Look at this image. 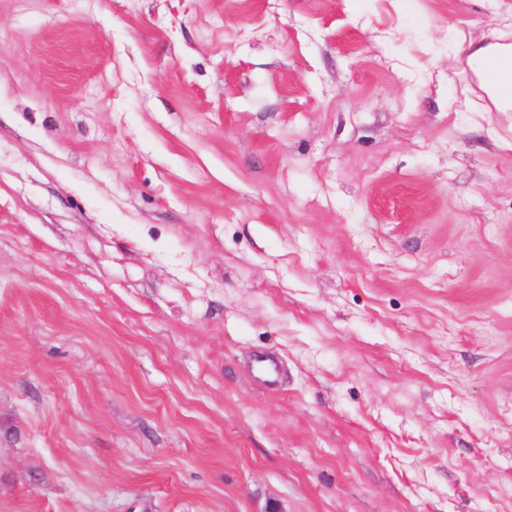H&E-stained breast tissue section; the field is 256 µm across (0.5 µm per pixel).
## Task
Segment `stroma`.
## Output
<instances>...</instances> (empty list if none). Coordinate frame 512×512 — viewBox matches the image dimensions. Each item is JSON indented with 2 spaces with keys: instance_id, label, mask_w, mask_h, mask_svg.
<instances>
[{
  "instance_id": "obj_1",
  "label": "stroma",
  "mask_w": 512,
  "mask_h": 512,
  "mask_svg": "<svg viewBox=\"0 0 512 512\" xmlns=\"http://www.w3.org/2000/svg\"><path fill=\"white\" fill-rule=\"evenodd\" d=\"M491 30L0 0V512H512V112L448 109Z\"/></svg>"
}]
</instances>
